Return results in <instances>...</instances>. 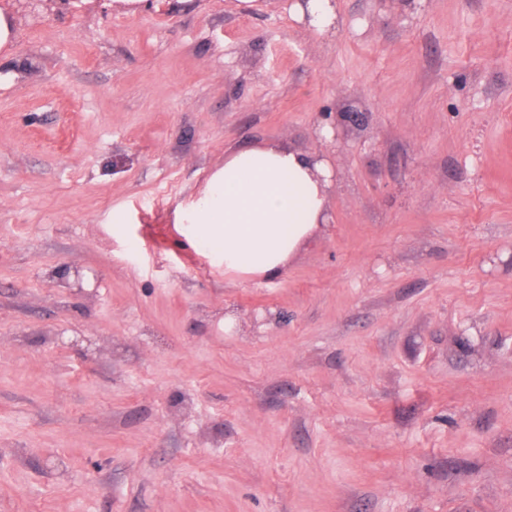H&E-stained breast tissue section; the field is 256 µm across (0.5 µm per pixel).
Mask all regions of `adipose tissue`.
I'll return each mask as SVG.
<instances>
[{
	"instance_id": "adipose-tissue-1",
	"label": "adipose tissue",
	"mask_w": 512,
	"mask_h": 512,
	"mask_svg": "<svg viewBox=\"0 0 512 512\" xmlns=\"http://www.w3.org/2000/svg\"><path fill=\"white\" fill-rule=\"evenodd\" d=\"M333 183L324 160L277 144L232 151L203 193L179 211L200 253L244 281L281 275L329 223Z\"/></svg>"
}]
</instances>
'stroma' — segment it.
<instances>
[{
  "label": "stroma",
  "mask_w": 512,
  "mask_h": 512,
  "mask_svg": "<svg viewBox=\"0 0 512 512\" xmlns=\"http://www.w3.org/2000/svg\"><path fill=\"white\" fill-rule=\"evenodd\" d=\"M4 3L0 512H512V0ZM271 143L332 220L244 282L176 212ZM295 2H299L303 8L305 9V21L309 23L310 15L312 16L310 26L316 29L318 32L325 33L333 31V29L337 26L338 23V14L336 11V3L333 4L331 0H298ZM309 2V4H308ZM300 4H296L295 9L297 15L303 19V9ZM308 4V10H307ZM335 23V26L333 22ZM17 21L16 16L9 7L0 6V64L1 57L3 59L9 58L11 45L17 37Z\"/></svg>",
  "instance_id": "obj_1"
}]
</instances>
